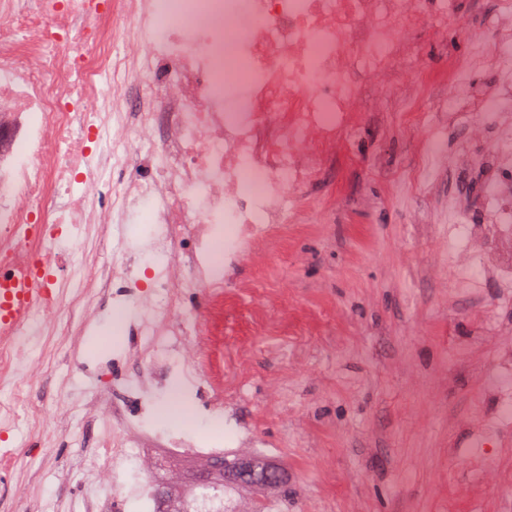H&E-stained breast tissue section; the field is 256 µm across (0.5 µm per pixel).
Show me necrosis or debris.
<instances>
[{"label": "necrosis or debris", "instance_id": "1", "mask_svg": "<svg viewBox=\"0 0 512 512\" xmlns=\"http://www.w3.org/2000/svg\"><path fill=\"white\" fill-rule=\"evenodd\" d=\"M454 0H0V268L29 278L36 297L23 325L0 335V433L26 416L19 370L41 356L24 337L70 335L62 308L88 314L92 296L135 306L128 352L150 369L120 384L134 405L88 468L156 512L150 481L132 471L205 468L224 456L230 400L212 386L201 337L205 294L210 335L223 333L224 268L269 225L299 223L316 188L366 121V83L402 91L421 65L412 32L447 27ZM471 54L450 62L449 111L477 101L492 132L486 169L512 167V29L477 18ZM493 59V90L475 95L473 67ZM148 85H141L140 75ZM478 206L504 245L481 266L512 272V186L491 179ZM151 225L142 239L131 225ZM111 238L98 263L83 236ZM73 257L77 293L46 280L42 260ZM150 273L140 290L135 270ZM199 397L210 435L153 422L158 394ZM169 512H236L222 482L170 486Z\"/></svg>", "mask_w": 512, "mask_h": 512}]
</instances>
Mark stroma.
Wrapping results in <instances>:
<instances>
[{
    "label": "stroma",
    "instance_id": "1",
    "mask_svg": "<svg viewBox=\"0 0 512 512\" xmlns=\"http://www.w3.org/2000/svg\"><path fill=\"white\" fill-rule=\"evenodd\" d=\"M438 35L412 36L423 60L408 79L429 86L413 121L382 79L371 82L368 121L338 160L300 224L264 242L224 277L221 383L232 412L286 476L264 490L241 486V512H512V286L473 272L492 228L455 246L448 192L480 193L486 176L448 156L488 147V131L448 119L449 57L467 58L474 9L497 20L499 0H455ZM440 129L446 158L417 178L422 141ZM77 345L62 346L40 376H21L35 429L9 441L15 469L0 473V512L117 497L81 469L102 443L93 393L132 382L144 362L121 357L113 310L100 298ZM66 399L72 416L53 408Z\"/></svg>",
    "mask_w": 512,
    "mask_h": 512
}]
</instances>
